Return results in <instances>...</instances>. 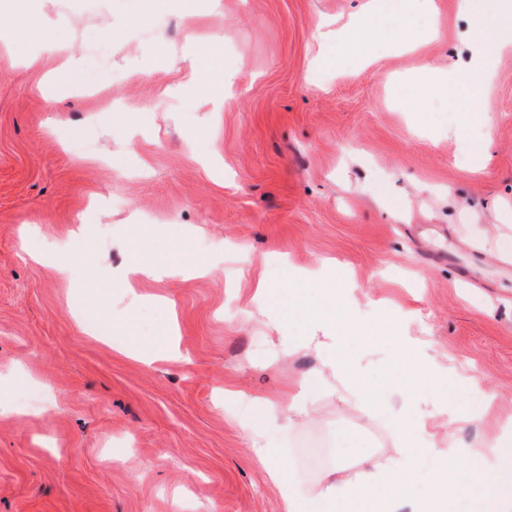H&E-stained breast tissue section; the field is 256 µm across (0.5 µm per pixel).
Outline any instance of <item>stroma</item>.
<instances>
[{
	"label": "stroma",
	"instance_id": "35a3bbf8",
	"mask_svg": "<svg viewBox=\"0 0 512 512\" xmlns=\"http://www.w3.org/2000/svg\"><path fill=\"white\" fill-rule=\"evenodd\" d=\"M14 0L0 12V512H288L277 463L313 492L360 453L396 457L395 380L426 431L395 512H421L448 470L451 512L489 477L448 460L512 418V46L491 91L465 39L497 0ZM200 16L190 24L186 11ZM65 45L42 58L44 38ZM218 43L224 97L185 54ZM337 52L336 65L324 64ZM490 136L484 155L470 141ZM80 241L71 281L37 254ZM146 258L204 277L119 288ZM254 260L276 295L254 301ZM331 309L360 393L269 428L247 397L287 404L319 363L283 351L289 301ZM105 314L85 333L80 305ZM177 320L180 357L144 364ZM409 345L430 370L406 377ZM488 403L484 420L449 426Z\"/></svg>",
	"mask_w": 512,
	"mask_h": 512
}]
</instances>
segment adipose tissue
<instances>
[{
	"mask_svg": "<svg viewBox=\"0 0 512 512\" xmlns=\"http://www.w3.org/2000/svg\"><path fill=\"white\" fill-rule=\"evenodd\" d=\"M466 39L472 49L473 65L487 68L500 48L512 40V0H503L496 24L487 26L481 21H474L466 33ZM218 54L219 46L214 42L195 43L189 49L195 84L215 99L224 95V72L214 66ZM209 272V266L201 261L184 269L137 260L123 271L121 285L130 289L149 280L186 275L198 277ZM281 345L291 353L305 348L315 350L320 367L314 375L302 381L299 392L287 408H278L266 400L258 401V412L248 431L254 441L255 452L261 455L271 452L264 440L273 422L279 420L287 425L292 423L294 417L309 414L315 396L323 390H331L344 398L353 396L355 392L352 376L342 355V341L330 317L315 315L306 334L282 337ZM426 426L425 419L416 415L410 401H403L393 421L402 444L399 460L380 463L372 457H362L359 467L349 476L327 473L323 489L313 496L304 495L289 483L285 466H277L271 476L287 499L290 512H372L370 501L374 495L400 486L408 477L407 464L417 452L411 444V435L424 431ZM448 453L498 470L499 479L484 491L488 512H512L511 438L502 435L476 448L452 446Z\"/></svg>",
	"mask_w": 512,
	"mask_h": 512,
	"instance_id": "1",
	"label": "adipose tissue"
}]
</instances>
